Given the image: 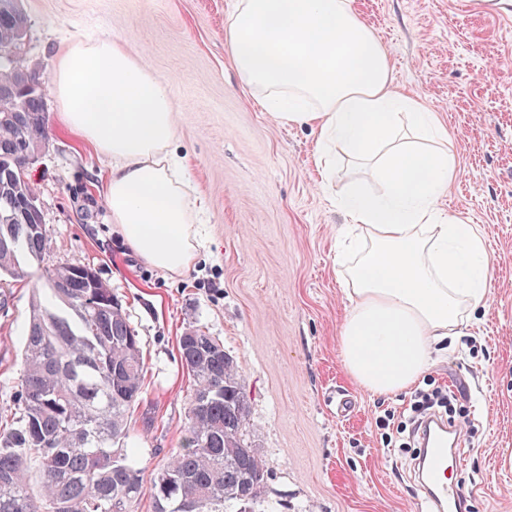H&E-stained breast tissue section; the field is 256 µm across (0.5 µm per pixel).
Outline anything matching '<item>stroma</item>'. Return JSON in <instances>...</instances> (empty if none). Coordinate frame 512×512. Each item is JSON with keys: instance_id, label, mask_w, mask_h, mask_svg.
<instances>
[{"instance_id": "obj_1", "label": "stroma", "mask_w": 512, "mask_h": 512, "mask_svg": "<svg viewBox=\"0 0 512 512\" xmlns=\"http://www.w3.org/2000/svg\"><path fill=\"white\" fill-rule=\"evenodd\" d=\"M232 0H22L28 63L40 72L48 144L28 171L48 264H91L140 339L145 385L125 447L142 467L183 445L193 381L179 338L199 327L236 361L250 400L247 440L268 472L254 512H413L422 487L403 447L417 391L449 397L471 512H512V13L485 0H353L385 47L393 85L435 112L458 175L438 198L484 240L488 306L414 389L376 395L348 376L339 331L350 304L336 199L357 170L338 158L331 187L308 126L265 112L225 37ZM109 37L172 91L171 145L204 206L205 247L172 277L112 229L111 158L59 120L52 75L64 46ZM0 278V424L18 409L32 289Z\"/></svg>"}]
</instances>
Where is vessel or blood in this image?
<instances>
[{"mask_svg":"<svg viewBox=\"0 0 512 512\" xmlns=\"http://www.w3.org/2000/svg\"><path fill=\"white\" fill-rule=\"evenodd\" d=\"M420 439L417 474L423 495L415 512H465L468 499L462 482L448 475V453L456 448V429L446 420L431 417L422 423Z\"/></svg>","mask_w":512,"mask_h":512,"instance_id":"obj_1","label":"vessel or blood"}]
</instances>
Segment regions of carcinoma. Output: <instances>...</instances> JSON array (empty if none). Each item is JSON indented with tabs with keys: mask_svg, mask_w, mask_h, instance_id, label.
<instances>
[{
	"mask_svg": "<svg viewBox=\"0 0 512 512\" xmlns=\"http://www.w3.org/2000/svg\"><path fill=\"white\" fill-rule=\"evenodd\" d=\"M0 0V44L19 36L14 10ZM20 60L0 61V161L26 141H47L43 89L23 82ZM0 167V218L20 212L33 186ZM46 237L25 220L0 221V276H28L42 266ZM35 288L18 382V415L0 430V512H133L144 495L155 512H224L227 502H259L244 488L250 474L266 482L261 459L246 441L248 395L238 366L201 328L179 339L193 380L185 443L145 479L134 451L119 447L143 392L138 336L119 297L100 277L57 266ZM63 279L67 287L56 288Z\"/></svg>",
	"mask_w": 512,
	"mask_h": 512,
	"instance_id": "obj_1",
	"label": "carcinoma"
}]
</instances>
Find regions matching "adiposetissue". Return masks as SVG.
Wrapping results in <instances>:
<instances>
[{"instance_id": "adipose-tissue-1", "label": "adipose tissue", "mask_w": 512, "mask_h": 512, "mask_svg": "<svg viewBox=\"0 0 512 512\" xmlns=\"http://www.w3.org/2000/svg\"><path fill=\"white\" fill-rule=\"evenodd\" d=\"M226 36L265 111L309 126L321 155L341 149L376 182L340 197L353 255L340 349L351 379L369 392L410 389L438 344L493 292L481 238L435 206L457 174L447 128L395 90L388 53L352 0H235ZM53 84L63 123L114 160L106 203L117 232L147 264L181 274L200 230L168 157V87L108 38L69 44Z\"/></svg>"}]
</instances>
